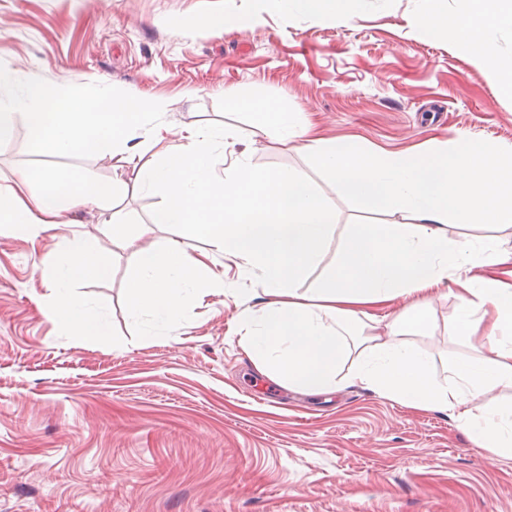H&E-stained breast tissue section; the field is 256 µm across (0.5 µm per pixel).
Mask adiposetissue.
<instances>
[{
    "mask_svg": "<svg viewBox=\"0 0 512 512\" xmlns=\"http://www.w3.org/2000/svg\"><path fill=\"white\" fill-rule=\"evenodd\" d=\"M424 29L444 33L459 52L497 76L498 91L512 98V58L493 51V38L512 29V0H466L464 14H449L446 0H427ZM163 101L114 96L109 85L77 91L38 86L0 99V141L16 115L29 124L34 152L84 155L109 152L136 163L141 189L163 201L160 221L175 237L137 253L127 304L136 314L174 323L193 296L216 284L191 242L213 248L256 271L259 308L241 309L244 346L257 371L312 396L339 390L344 380L424 410L456 413L462 430L488 461L512 457V401L473 412L472 399L512 389V250L490 237L463 245L448 239V223H512V154L478 137H460L430 151L378 152L351 138L328 139L276 103L254 104L253 139L305 148L340 189L395 222L353 226L319 288L299 284L330 246L336 214L328 199L299 172L252 167L247 154L217 175L215 133L188 131L180 150L157 161L129 154L130 134L145 116L165 111ZM111 210L112 194L91 177L48 166L24 171L0 185V223L27 237L64 225L77 205ZM51 268L49 316L78 336L105 333L96 313L76 297V280L102 276L108 259L80 236L64 238L46 257ZM453 281L458 305L453 334L477 346V357L454 363L446 381L433 374L432 357L409 342L426 321L393 316L388 335L380 313L400 296L419 295ZM358 367L342 371L350 354Z\"/></svg>",
    "mask_w": 512,
    "mask_h": 512,
    "instance_id": "obj_1",
    "label": "adipose tissue"
}]
</instances>
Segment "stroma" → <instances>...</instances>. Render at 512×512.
Returning <instances> with one entry per match:
<instances>
[{
  "instance_id": "obj_1",
  "label": "stroma",
  "mask_w": 512,
  "mask_h": 512,
  "mask_svg": "<svg viewBox=\"0 0 512 512\" xmlns=\"http://www.w3.org/2000/svg\"><path fill=\"white\" fill-rule=\"evenodd\" d=\"M423 0H358L342 16L277 10L270 0H0V68L28 85L157 97L132 145L152 159L151 128L179 149L187 128L232 129L261 170L301 171L336 211L334 244L353 225L387 222L345 195L304 141H252L248 98L302 114L322 136L385 152L434 149L461 136L512 151V99L492 73L420 24ZM248 13L214 35L207 19ZM16 116L0 142V185L21 170L63 166L114 186V210L155 233L125 244L110 213L69 211L74 232L109 259L77 293L107 327L74 336L47 315L50 272L38 240L0 231V512H512V457L488 465L451 413L413 410L344 385L310 397L269 386L235 324L256 278L204 240L193 243L223 290L190 298L179 320L131 314L126 285L138 250L174 233L158 196L108 153L39 156ZM431 328L414 344L449 365L476 356L450 334L457 300L434 292Z\"/></svg>"
}]
</instances>
